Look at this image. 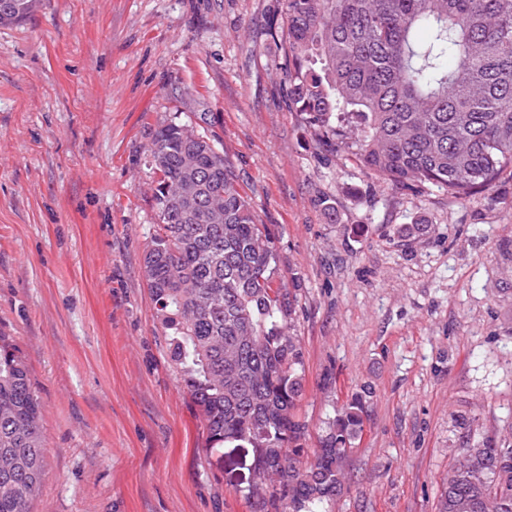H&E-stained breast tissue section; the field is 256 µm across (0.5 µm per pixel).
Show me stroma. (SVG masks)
<instances>
[{
  "instance_id": "1",
  "label": "stroma",
  "mask_w": 512,
  "mask_h": 512,
  "mask_svg": "<svg viewBox=\"0 0 512 512\" xmlns=\"http://www.w3.org/2000/svg\"><path fill=\"white\" fill-rule=\"evenodd\" d=\"M283 3L41 0L0 26V334L47 442L31 512H252L235 491L251 460L210 447L144 278L148 148L170 121L224 152L278 236L305 460L365 401L327 512H436L455 417L512 435V179L496 205L374 191L354 160L314 151L267 35ZM420 217L425 236L391 241Z\"/></svg>"
}]
</instances>
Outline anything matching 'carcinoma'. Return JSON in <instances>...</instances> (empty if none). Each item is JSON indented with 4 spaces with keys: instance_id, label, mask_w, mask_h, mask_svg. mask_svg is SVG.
I'll return each instance as SVG.
<instances>
[{
    "instance_id": "obj_1",
    "label": "carcinoma",
    "mask_w": 512,
    "mask_h": 512,
    "mask_svg": "<svg viewBox=\"0 0 512 512\" xmlns=\"http://www.w3.org/2000/svg\"><path fill=\"white\" fill-rule=\"evenodd\" d=\"M38 0H0V25ZM276 69L288 108L315 148L353 159L379 183L437 188L455 199L512 174V0H285ZM155 225L143 256L172 361L214 448H261L254 512H325L362 431L357 396L327 422L309 465L296 414L304 360L275 238L228 159L170 121L149 148ZM220 199L224 218H187L173 191L185 165ZM461 422L463 453L443 479L437 512H512V442ZM40 403L23 358L0 336V512H30L44 479Z\"/></svg>"
}]
</instances>
